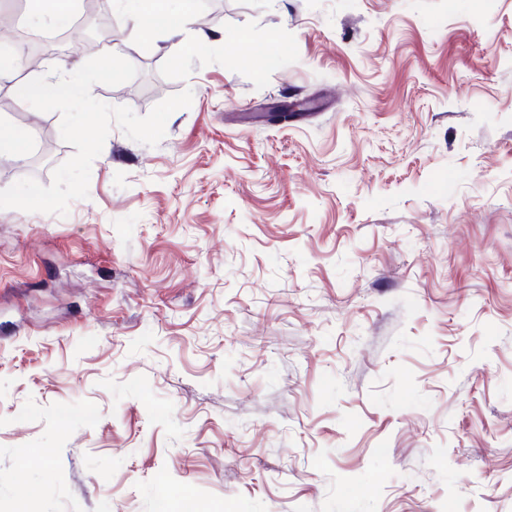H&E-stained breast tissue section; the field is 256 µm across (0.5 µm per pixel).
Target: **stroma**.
Returning a JSON list of instances; mask_svg holds the SVG:
<instances>
[{
	"label": "stroma",
	"instance_id": "obj_1",
	"mask_svg": "<svg viewBox=\"0 0 512 512\" xmlns=\"http://www.w3.org/2000/svg\"><path fill=\"white\" fill-rule=\"evenodd\" d=\"M187 10L112 11L162 141L0 209V512H512V0ZM128 6L135 14L137 23L145 29H164L168 38L181 37L185 41L189 23L188 16H181L170 11L165 4L169 1L160 0H118Z\"/></svg>",
	"mask_w": 512,
	"mask_h": 512
}]
</instances>
